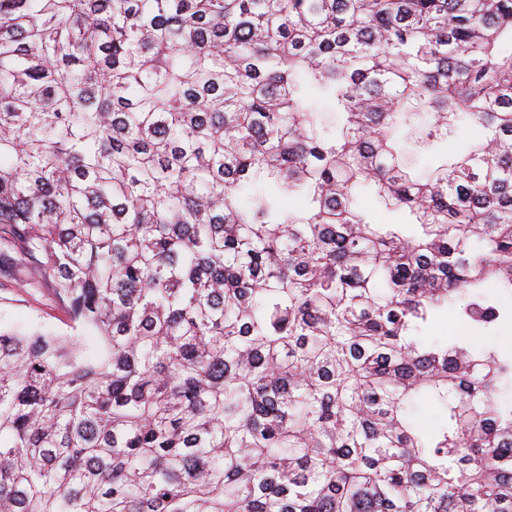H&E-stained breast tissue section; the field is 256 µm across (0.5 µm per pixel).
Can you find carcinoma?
<instances>
[{
	"label": "carcinoma",
	"mask_w": 512,
	"mask_h": 512,
	"mask_svg": "<svg viewBox=\"0 0 512 512\" xmlns=\"http://www.w3.org/2000/svg\"><path fill=\"white\" fill-rule=\"evenodd\" d=\"M0 247V512H512V0H0ZM361 201L371 213V217L377 224H394L405 219L400 212H389L385 210L377 201L373 200L367 192H362ZM6 284L0 288V329L41 330L58 334L79 333L71 328L64 309L55 300L44 279L20 256L11 254L3 262Z\"/></svg>",
	"instance_id": "1"
}]
</instances>
